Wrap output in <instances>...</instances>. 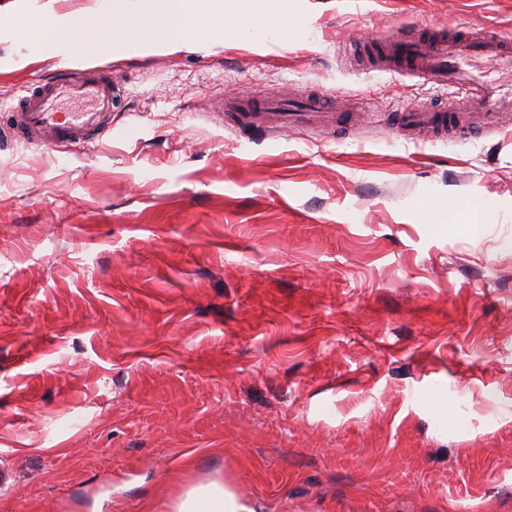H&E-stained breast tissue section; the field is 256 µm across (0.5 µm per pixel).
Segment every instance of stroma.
I'll return each instance as SVG.
<instances>
[{"instance_id": "obj_1", "label": "stroma", "mask_w": 512, "mask_h": 512, "mask_svg": "<svg viewBox=\"0 0 512 512\" xmlns=\"http://www.w3.org/2000/svg\"><path fill=\"white\" fill-rule=\"evenodd\" d=\"M300 7L285 42L93 62L112 132L85 148L0 140V512L211 483L256 512H512V127L405 139L398 112L465 96L351 53L512 32V0ZM65 66L0 72V121ZM307 93L356 124L219 109Z\"/></svg>"}]
</instances>
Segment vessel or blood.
<instances>
[{
    "instance_id": "obj_1",
    "label": "vessel or blood",
    "mask_w": 512,
    "mask_h": 512,
    "mask_svg": "<svg viewBox=\"0 0 512 512\" xmlns=\"http://www.w3.org/2000/svg\"><path fill=\"white\" fill-rule=\"evenodd\" d=\"M379 69L399 67L430 83L462 92L484 112L485 130L496 129L500 119L512 112V96L498 94L476 80L465 67L468 60L495 64L512 57V35L496 28L474 32L449 27L447 33H401L386 37L378 51ZM65 102L79 103V110L61 112ZM112 106V76L96 70L63 69L56 76L26 88L11 107L10 134L36 146L81 147L107 134L103 122ZM255 112H287L291 116L327 111L324 95L317 94L289 104L277 98L255 101ZM399 125L410 134L426 133L438 138L455 131V118L448 110L415 107L398 115Z\"/></svg>"
}]
</instances>
